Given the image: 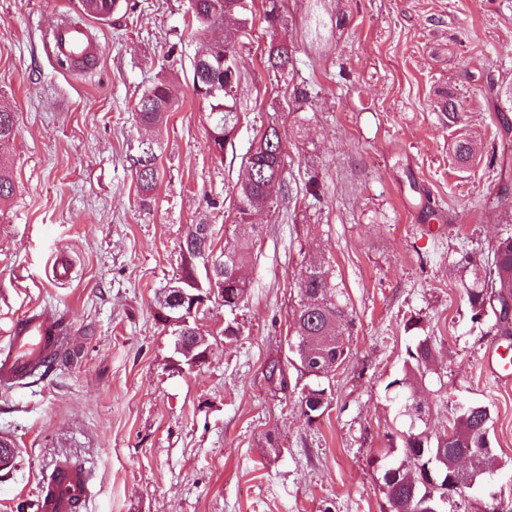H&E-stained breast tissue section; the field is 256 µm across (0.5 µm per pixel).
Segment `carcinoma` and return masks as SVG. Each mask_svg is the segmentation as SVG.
I'll list each match as a JSON object with an SVG mask.
<instances>
[{
    "label": "carcinoma",
    "instance_id": "1",
    "mask_svg": "<svg viewBox=\"0 0 512 512\" xmlns=\"http://www.w3.org/2000/svg\"><path fill=\"white\" fill-rule=\"evenodd\" d=\"M117 0H82L86 13L95 19L105 20L114 12ZM251 0H190L192 18L197 34L211 40L216 29L234 26L235 33H224V59L210 56V66L204 68L192 64V82L196 95L209 107L208 148L216 158H224V149L237 124V86L241 76L240 49L248 39ZM291 46L280 42L270 47L266 64L275 72H283L292 61ZM176 101L167 83L160 81L140 97L136 112L140 121L149 127H158L167 119ZM16 135L15 115L0 107V149L9 145ZM452 151L462 167L469 166L477 153L476 143L461 137L454 141ZM247 165L254 176L241 181L237 191V230L243 242L239 245L214 246V239L206 224H195L186 234L181 252L182 275L177 284L164 290L158 297V310L173 314L179 303L178 292L184 288L197 294L211 288L209 278H201L196 265L207 264L212 259L223 258L230 269L244 270L249 263L253 224L247 222L252 211L262 209L273 202L282 187L285 166L284 150L276 129L266 131L249 152ZM466 271L468 282L464 291L473 312V321L478 322L487 313H492L495 325L509 333L512 315L509 314L508 299H512V234L501 237L491 254L484 261L470 260ZM224 309L235 311L247 295L249 282L246 276L238 278L223 273ZM298 304L292 314L293 333L298 357L307 352L311 357L309 368L328 369L339 366L345 360L344 352L350 350V336L354 319L349 311L343 291L331 280L330 269L323 264H313L301 273L298 283ZM430 340L428 336H415L406 347L403 374L390 381L386 388H394V398L400 404V415L415 422L414 429H406L400 436H392L381 454L382 461L395 468L404 467L406 476L391 484L385 491L394 512H416L418 500L426 492L422 481L423 472L418 465L434 468L436 460L451 462L457 455L468 452L475 459L474 470L482 472L481 479L491 482L502 463L493 451L491 428L493 415L487 405L470 404L458 408L450 432L444 438L427 433L425 416L430 404L420 390L426 375L432 372V348L421 346ZM309 389L303 393L301 407L308 420L320 414L329 404L326 397L327 376L316 374L309 377Z\"/></svg>",
    "mask_w": 512,
    "mask_h": 512
}]
</instances>
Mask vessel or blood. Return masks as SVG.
Returning <instances> with one entry per match:
<instances>
[{
    "instance_id": "vessel-or-blood-1",
    "label": "vessel or blood",
    "mask_w": 512,
    "mask_h": 512,
    "mask_svg": "<svg viewBox=\"0 0 512 512\" xmlns=\"http://www.w3.org/2000/svg\"><path fill=\"white\" fill-rule=\"evenodd\" d=\"M51 57L75 69L96 52L93 33L69 20L55 26L45 39ZM71 348L70 331L52 313L30 311L13 325L6 351L0 353V392L39 376L51 358ZM91 494L88 474L71 460L60 461L39 485L37 512H75Z\"/></svg>"
}]
</instances>
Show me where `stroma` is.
<instances>
[{
	"label": "stroma",
	"mask_w": 512,
	"mask_h": 512,
	"mask_svg": "<svg viewBox=\"0 0 512 512\" xmlns=\"http://www.w3.org/2000/svg\"><path fill=\"white\" fill-rule=\"evenodd\" d=\"M252 11L240 121L219 160L192 85L202 41L189 0H125L104 22L80 0H0V105L17 126L0 150L15 187L0 203V348L33 309L66 317L73 344L48 376L0 392V437L17 445L14 468L0 470V512L34 501L61 456L91 474L82 512H390L376 461L407 427L387 385L402 374L411 321L436 354L432 435L459 406H490L505 462L442 512H483L493 495L512 512V382L488 369L505 339L493 317L473 323L459 277L463 257H486L512 228V131L490 94L512 86V0H254ZM64 17L90 22L98 42L78 74L44 45ZM281 40L293 63L274 73L264 59ZM162 78L177 105L151 133L161 152L145 197L133 159L149 133L135 109ZM443 91L458 100L457 123L438 109ZM271 125L284 187L250 217L248 294L236 312L212 300L195 314L210 350L188 368L157 298L181 275L190 225L236 243V184ZM461 135L482 154L466 168L451 151ZM320 260L355 329L310 421L297 371L284 391L267 374L300 274ZM232 318L240 334L228 344Z\"/></svg>",
	"instance_id": "obj_1"
}]
</instances>
